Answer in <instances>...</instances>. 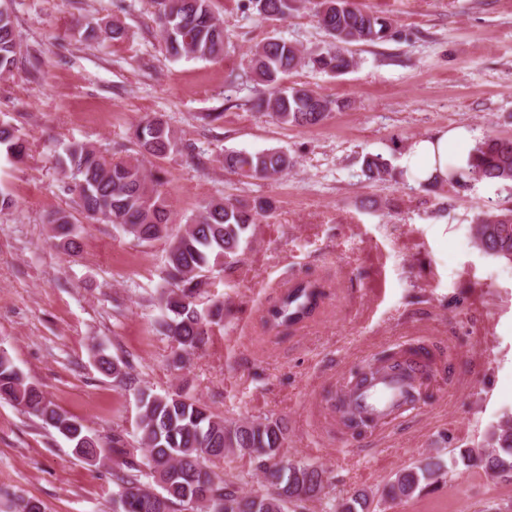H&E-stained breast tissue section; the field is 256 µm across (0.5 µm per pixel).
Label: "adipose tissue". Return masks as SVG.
I'll return each instance as SVG.
<instances>
[{"label":"adipose tissue","instance_id":"1","mask_svg":"<svg viewBox=\"0 0 512 512\" xmlns=\"http://www.w3.org/2000/svg\"><path fill=\"white\" fill-rule=\"evenodd\" d=\"M468 138L467 130L455 127L414 141L402 158L407 181L418 185L447 178L452 168L465 170L470 160V151L465 146Z\"/></svg>","mask_w":512,"mask_h":512}]
</instances>
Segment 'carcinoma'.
<instances>
[{"label": "carcinoma", "instance_id": "carcinoma-1", "mask_svg": "<svg viewBox=\"0 0 512 512\" xmlns=\"http://www.w3.org/2000/svg\"><path fill=\"white\" fill-rule=\"evenodd\" d=\"M308 0H247V10L267 21H281L298 11ZM159 34L173 57L215 59L224 54L227 35L211 8V0H148ZM318 23L330 39L326 50L304 54L280 37L268 39L251 54L249 64L254 80L271 89L257 108L282 124L309 128L318 125L335 102L306 88H280L284 77L300 67L340 75L354 67L348 46L375 44L394 39L398 31L392 22L356 0H316ZM104 39L122 42L128 30L120 21L99 29ZM20 54L13 17L0 8V75L9 74ZM131 138L138 158L115 162L103 152L73 142L57 164L74 181L79 207L94 221L117 224L140 243L167 238L165 281L159 303L162 317L158 331L172 339L178 351L196 349L209 325L224 322V304L213 302L199 308L205 293L204 277L224 261L233 258L260 218L273 209L269 200L241 203L218 199L207 203L176 234L169 233L170 203L163 187L166 172H146L142 161L163 159L180 150V143L168 124L159 117L136 124ZM27 141L12 125L0 123V153L16 163L27 155ZM291 161L282 151L260 153L227 151L224 168L248 178H267L288 172ZM390 173L381 155L364 160L363 174L378 181ZM480 182H512V139L488 135L472 150L469 169L448 177V183L467 189ZM57 246L75 254L81 243L72 215L65 210L46 217ZM478 248L485 253L512 260V209L481 212L472 225ZM320 291L299 284L271 312L278 324L294 323L310 314ZM96 365L105 375L122 383L126 379L119 361L99 353ZM0 399L21 407L54 429L73 445L80 459L97 460L102 448L124 446L119 434L112 439L90 432L81 421L61 412L44 392L29 382L0 350ZM139 443L145 462L123 461L112 471L117 487L115 512H290V507L306 510V503L322 500L328 483L327 470L300 460L283 459L288 447L287 427L269 419L229 422L212 412L195 397L180 391L154 394L139 392ZM234 456L256 463L269 489L244 493L226 474L208 463ZM466 466L478 465L503 477H512V415L504 417L490 433V443L460 452ZM447 474L443 460L427 457L399 470L388 484L385 496L396 501L440 481ZM151 477L153 483L144 482ZM366 503L364 494H355L329 505L331 512H358Z\"/></svg>", "mask_w": 512, "mask_h": 512}]
</instances>
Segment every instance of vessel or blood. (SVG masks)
<instances>
[{
	"label": "vessel or blood",
	"instance_id": "obj_1",
	"mask_svg": "<svg viewBox=\"0 0 512 512\" xmlns=\"http://www.w3.org/2000/svg\"><path fill=\"white\" fill-rule=\"evenodd\" d=\"M430 377L424 354L400 353L394 364L370 363L366 374L346 387L339 401L355 411L358 423L372 430L419 408Z\"/></svg>",
	"mask_w": 512,
	"mask_h": 512
}]
</instances>
